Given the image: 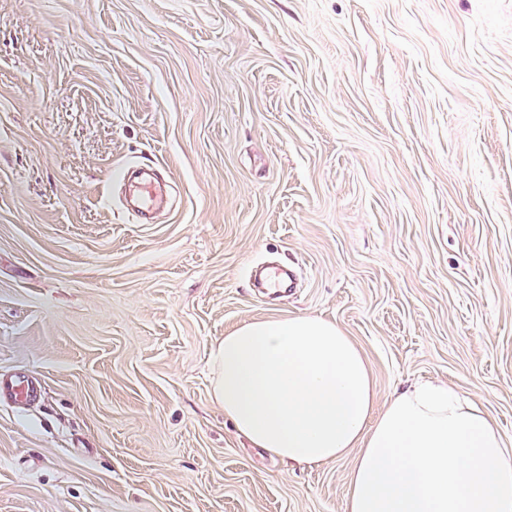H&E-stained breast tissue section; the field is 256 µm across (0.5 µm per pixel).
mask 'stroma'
I'll return each instance as SVG.
<instances>
[{"label": "stroma", "mask_w": 512, "mask_h": 512, "mask_svg": "<svg viewBox=\"0 0 512 512\" xmlns=\"http://www.w3.org/2000/svg\"><path fill=\"white\" fill-rule=\"evenodd\" d=\"M298 315L512 442V0H0V376L38 385L0 512H345L354 455L287 468L211 396L226 332ZM128 170L123 166L112 171L110 180L124 182L130 197L138 205V212L141 218H145L156 206L163 193V186L153 179H130L127 178Z\"/></svg>", "instance_id": "1"}]
</instances>
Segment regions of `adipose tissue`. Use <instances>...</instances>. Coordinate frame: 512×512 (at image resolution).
Returning a JSON list of instances; mask_svg holds the SVG:
<instances>
[{"label": "adipose tissue", "instance_id": "adipose-tissue-1", "mask_svg": "<svg viewBox=\"0 0 512 512\" xmlns=\"http://www.w3.org/2000/svg\"><path fill=\"white\" fill-rule=\"evenodd\" d=\"M211 393L240 436L288 466L355 453L345 512H512V444L447 384L376 406L371 372L335 322L254 319L210 350Z\"/></svg>", "mask_w": 512, "mask_h": 512}]
</instances>
